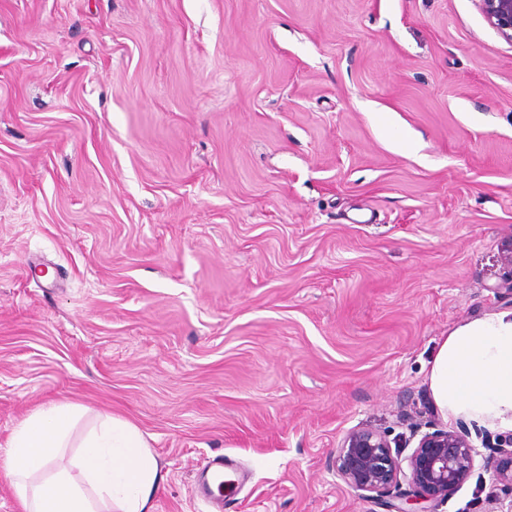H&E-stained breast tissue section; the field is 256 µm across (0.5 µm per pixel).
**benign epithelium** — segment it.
<instances>
[{"label":"benign epithelium","mask_w":512,"mask_h":512,"mask_svg":"<svg viewBox=\"0 0 512 512\" xmlns=\"http://www.w3.org/2000/svg\"><path fill=\"white\" fill-rule=\"evenodd\" d=\"M477 4L487 25L512 43V0H477ZM480 455L467 434L438 429L421 436L404 467L383 432L357 428L343 439L337 471L350 487L379 494L390 493L404 478L415 490L390 507L393 512H420L423 502L446 500L457 492Z\"/></svg>","instance_id":"obj_1"}]
</instances>
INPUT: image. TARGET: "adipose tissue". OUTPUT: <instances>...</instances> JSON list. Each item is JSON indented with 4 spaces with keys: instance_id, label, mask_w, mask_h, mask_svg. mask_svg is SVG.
<instances>
[{
    "instance_id": "ef3b65f1",
    "label": "adipose tissue",
    "mask_w": 512,
    "mask_h": 512,
    "mask_svg": "<svg viewBox=\"0 0 512 512\" xmlns=\"http://www.w3.org/2000/svg\"><path fill=\"white\" fill-rule=\"evenodd\" d=\"M429 388L443 418L512 429V309L450 331L432 359ZM81 415L74 405L54 404L15 429L5 456L25 512H150L163 476L144 433L108 416L72 454Z\"/></svg>"
}]
</instances>
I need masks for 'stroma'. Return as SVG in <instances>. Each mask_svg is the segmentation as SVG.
Returning <instances> with one entry per match:
<instances>
[{
    "label": "stroma",
    "instance_id": "stroma-1",
    "mask_svg": "<svg viewBox=\"0 0 512 512\" xmlns=\"http://www.w3.org/2000/svg\"><path fill=\"white\" fill-rule=\"evenodd\" d=\"M512 43L475 0H0V449L36 410L119 415L152 512H389L351 430L436 410L459 325L512 309ZM476 465L432 512H486ZM231 462L229 459H217L206 465L201 470L200 478L196 481L195 493H198L201 497H210L211 486L214 482H218V487L224 483V480H221V473L231 467Z\"/></svg>",
    "mask_w": 512,
    "mask_h": 512
}]
</instances>
